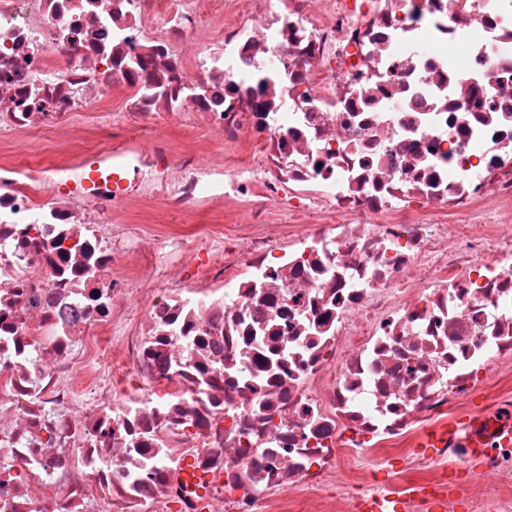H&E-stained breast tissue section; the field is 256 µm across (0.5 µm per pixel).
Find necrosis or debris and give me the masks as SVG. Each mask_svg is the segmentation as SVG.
Segmentation results:
<instances>
[{
  "mask_svg": "<svg viewBox=\"0 0 512 512\" xmlns=\"http://www.w3.org/2000/svg\"><path fill=\"white\" fill-rule=\"evenodd\" d=\"M79 112L122 195L66 191ZM36 131L54 167L0 157V512H454L466 449L414 446L512 378V0H0V136ZM196 203L222 231L125 221ZM482 474L512 512V446Z\"/></svg>",
  "mask_w": 512,
  "mask_h": 512,
  "instance_id": "necrosis-or-debris-1",
  "label": "necrosis or debris"
}]
</instances>
